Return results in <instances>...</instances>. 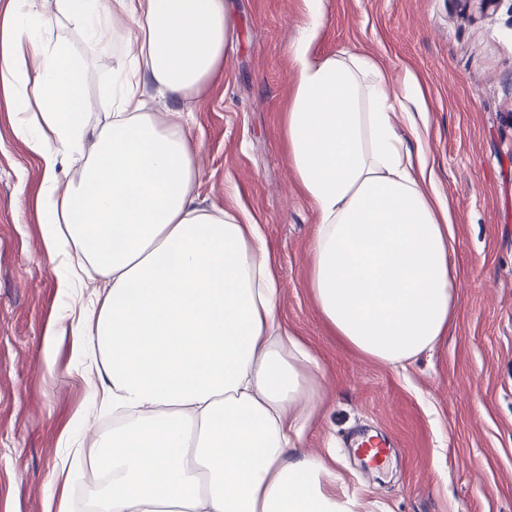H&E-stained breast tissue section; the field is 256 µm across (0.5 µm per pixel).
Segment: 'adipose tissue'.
Masks as SVG:
<instances>
[{"instance_id":"1","label":"adipose tissue","mask_w":512,"mask_h":512,"mask_svg":"<svg viewBox=\"0 0 512 512\" xmlns=\"http://www.w3.org/2000/svg\"><path fill=\"white\" fill-rule=\"evenodd\" d=\"M293 50L286 136L317 215L309 285L338 336L405 367L446 336L457 300L448 206L433 188L427 126L359 53L311 52L323 0ZM110 70L112 115L88 131L90 67L60 24ZM132 41L134 51L115 53ZM232 48L228 0H9L0 87L43 167L49 250L75 258L88 387L111 413L94 443L97 512H354L320 459L292 455L320 405L319 363L275 315L279 290L258 225L201 207L191 114ZM37 61L30 69L29 61ZM78 168L63 183L59 165Z\"/></svg>"}]
</instances>
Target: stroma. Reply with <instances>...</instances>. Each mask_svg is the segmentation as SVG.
Segmentation results:
<instances>
[{"mask_svg":"<svg viewBox=\"0 0 512 512\" xmlns=\"http://www.w3.org/2000/svg\"><path fill=\"white\" fill-rule=\"evenodd\" d=\"M233 49L193 98L198 200L260 224L279 276L278 317L321 366V404L298 452L336 470L356 512H512V0H325L317 57L362 53L391 85L414 76L435 186L450 206L459 272L447 336L406 370L347 347L308 286L316 212L284 136L304 0H230ZM0 91V512H50L73 497L95 412L36 200L39 160ZM90 414L89 426L78 417ZM383 436L365 469L349 440Z\"/></svg>","mask_w":512,"mask_h":512,"instance_id":"35a3bbf8","label":"stroma"}]
</instances>
